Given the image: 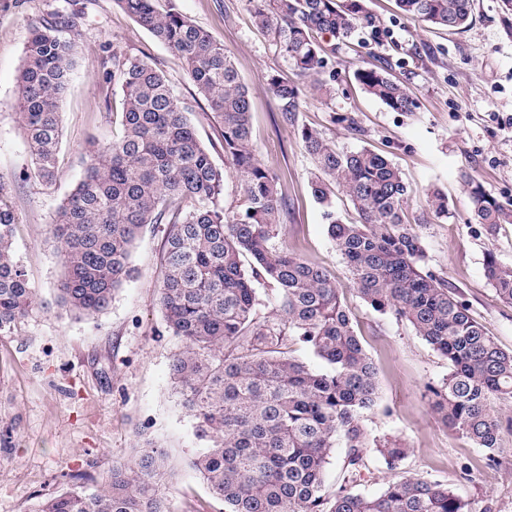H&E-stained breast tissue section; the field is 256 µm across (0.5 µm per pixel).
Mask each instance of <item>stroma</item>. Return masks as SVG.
I'll use <instances>...</instances> for the list:
<instances>
[{
    "instance_id": "obj_1",
    "label": "stroma",
    "mask_w": 512,
    "mask_h": 512,
    "mask_svg": "<svg viewBox=\"0 0 512 512\" xmlns=\"http://www.w3.org/2000/svg\"><path fill=\"white\" fill-rule=\"evenodd\" d=\"M223 43L246 84L253 145L277 174L288 199L276 246L326 267L356 315L367 353L379 368V399L361 424L369 441L405 449L398 469L376 450L351 484L375 495L403 476L448 485L474 512H512V401L501 400L503 420L496 465L450 430L433 412L428 390L441 387L448 361L405 322L373 311L356 294L328 235L323 208L311 193L316 172L297 135L307 126L350 150L383 152L411 188L406 214L421 237L430 270L447 280L471 314L499 344L512 350V304L501 301L484 275L487 255L512 264V224L493 234L474 219L472 188L512 204V13L502 0H475V20L463 32L427 29L398 14L394 0H369L383 22L379 40L339 46L327 94L305 97L285 122L267 77L289 64L253 23L248 0H157L168 3ZM72 10L76 64L62 103L59 174L45 185L26 178L25 133L19 120L17 80L32 24ZM148 57L190 106L188 118L203 144L217 141V124L181 60L120 9L114 0H0V181L10 183L21 218L15 254L41 300L17 326L0 335V512H29L59 490L61 473L101 480L137 443L167 448L171 477L167 512H224L190 466L202 443L179 405L170 377L180 342L166 329L159 305L166 227L147 225L137 240L133 279L97 316L56 304L62 267L48 228L61 200L82 173L89 139L111 141L120 132V86L113 56ZM389 62L418 102L416 112L391 111L353 82L357 67ZM354 117L349 131L341 116ZM448 198L436 216L431 192Z\"/></svg>"
}]
</instances>
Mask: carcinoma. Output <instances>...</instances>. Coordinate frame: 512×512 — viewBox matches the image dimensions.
<instances>
[{
    "label": "carcinoma",
    "mask_w": 512,
    "mask_h": 512,
    "mask_svg": "<svg viewBox=\"0 0 512 512\" xmlns=\"http://www.w3.org/2000/svg\"><path fill=\"white\" fill-rule=\"evenodd\" d=\"M182 60L220 123L219 146L239 193L227 213L224 169L200 142L165 75L145 58L113 56L123 94L122 132L92 140L83 174L57 210L49 233L64 268L57 303L97 315L130 280L132 252L147 224L167 225L159 304L168 332L181 341L171 378L179 403L205 443L191 466L225 512H473L448 486L424 477L364 496L347 484L365 467L369 442L361 426L378 400V369L336 281L321 266L273 243L286 195L257 157L251 101L231 54L175 3L114 0ZM254 23L272 35L295 75L268 84L293 119L306 95L326 91L323 38L345 44L360 34L379 38L381 22L366 0H249ZM398 12L430 26L465 31L474 0H395ZM78 13L59 14L31 29L18 77L17 106L30 156L27 177L45 184L58 175L60 105L75 65ZM382 65L353 71L360 89L394 112H413L407 87ZM300 138L316 164L313 197L342 256L354 289L374 311L410 324L448 359V378L431 389L442 421L497 462L501 423L496 401L512 399V351L503 349L427 268L419 235L406 223L410 187L401 171L371 149L345 151L311 128ZM349 197L355 222L336 214L332 196ZM12 188L0 183V334L11 333L37 303L14 242L20 220ZM474 216L493 234L512 224V209L472 190ZM485 276L512 304V266L493 255ZM275 304L261 310L256 285ZM324 367L316 370L298 352ZM346 448L343 483L328 494L325 477L337 442ZM378 452L397 467L405 449ZM167 449L147 442L112 466L91 489L72 482L37 501L31 512H166Z\"/></svg>",
    "instance_id": "1"
}]
</instances>
